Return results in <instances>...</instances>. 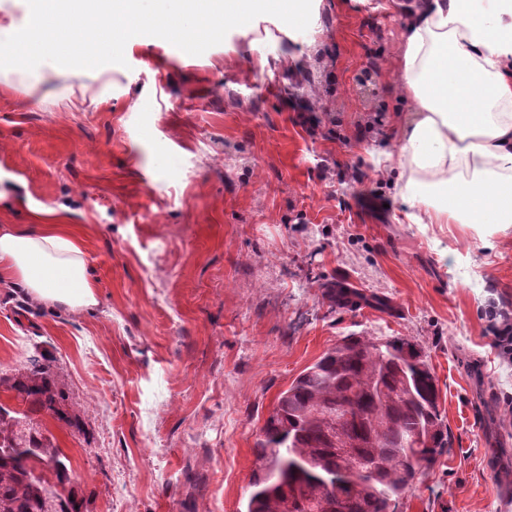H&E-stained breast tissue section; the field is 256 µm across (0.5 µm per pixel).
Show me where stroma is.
<instances>
[{
	"label": "stroma",
	"instance_id": "35a3bbf8",
	"mask_svg": "<svg viewBox=\"0 0 512 512\" xmlns=\"http://www.w3.org/2000/svg\"><path fill=\"white\" fill-rule=\"evenodd\" d=\"M312 8L276 40L270 16L165 44L143 25L55 107L0 86V225L66 211L98 301L51 311L0 287V373L56 366L81 423L43 431L87 512H244L279 393L351 335L408 338L437 378L452 446L398 512H512V359L490 317L512 310V229L407 223L367 161L410 114L405 20L391 0Z\"/></svg>",
	"mask_w": 512,
	"mask_h": 512
}]
</instances>
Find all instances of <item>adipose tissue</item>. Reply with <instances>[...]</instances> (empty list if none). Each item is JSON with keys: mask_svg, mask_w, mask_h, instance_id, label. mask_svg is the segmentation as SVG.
<instances>
[{"mask_svg": "<svg viewBox=\"0 0 512 512\" xmlns=\"http://www.w3.org/2000/svg\"><path fill=\"white\" fill-rule=\"evenodd\" d=\"M137 0H47L41 18L18 21L0 9V60L18 79L47 83L46 98L85 93L53 87L88 51L111 41ZM303 0H180L159 23V39L211 32L216 20L250 30L258 18L282 22ZM406 32L398 68L401 98L414 115L395 131L397 194L413 224H467L490 236L512 227V0H401ZM0 286L35 304L80 312L97 303L75 225L57 210L36 223L0 225Z\"/></svg>", "mask_w": 512, "mask_h": 512, "instance_id": "ef3b65f1", "label": "adipose tissue"}]
</instances>
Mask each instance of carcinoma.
<instances>
[{
	"label": "carcinoma",
	"mask_w": 512,
	"mask_h": 512,
	"mask_svg": "<svg viewBox=\"0 0 512 512\" xmlns=\"http://www.w3.org/2000/svg\"><path fill=\"white\" fill-rule=\"evenodd\" d=\"M0 512H85L69 459L37 417L76 426L49 360L31 358L0 387ZM451 447L438 385L422 348L405 337L347 336L278 397L254 446L245 512H396L399 497ZM327 485L304 483L308 469Z\"/></svg>",
	"instance_id": "cac0c4a2"
}]
</instances>
